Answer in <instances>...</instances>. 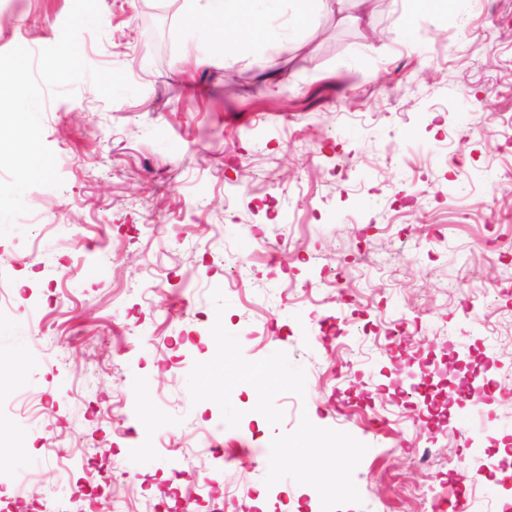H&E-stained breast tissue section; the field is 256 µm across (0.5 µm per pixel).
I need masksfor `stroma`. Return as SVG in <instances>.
Segmentation results:
<instances>
[{
    "label": "stroma",
    "instance_id": "stroma-1",
    "mask_svg": "<svg viewBox=\"0 0 512 512\" xmlns=\"http://www.w3.org/2000/svg\"><path fill=\"white\" fill-rule=\"evenodd\" d=\"M99 5L83 59L138 92L110 102L85 79L44 99L63 184L29 189L39 224L0 237V483L69 501L108 460L129 471L104 490L126 512H154L174 469L212 478L224 512L261 491L269 512H414L406 489L452 459L445 494L500 512L512 253L482 244L512 237V0L464 16L389 0L369 25L327 0L300 41L258 55L184 35V0ZM71 6L0 0V53L54 45ZM412 185L424 201H404ZM281 242L301 259H273ZM331 267L359 302L304 292ZM316 316L344 336L320 341ZM405 319L426 344L386 340ZM450 349L485 403L409 417L390 376Z\"/></svg>",
    "mask_w": 512,
    "mask_h": 512
}]
</instances>
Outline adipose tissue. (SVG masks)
Listing matches in <instances>:
<instances>
[{
	"label": "adipose tissue",
	"instance_id": "obj_1",
	"mask_svg": "<svg viewBox=\"0 0 512 512\" xmlns=\"http://www.w3.org/2000/svg\"><path fill=\"white\" fill-rule=\"evenodd\" d=\"M283 0H186L188 30H216L224 47L239 51L260 48L268 38L284 43L298 40L312 23L324 0H297L298 8L280 21Z\"/></svg>",
	"mask_w": 512,
	"mask_h": 512
}]
</instances>
